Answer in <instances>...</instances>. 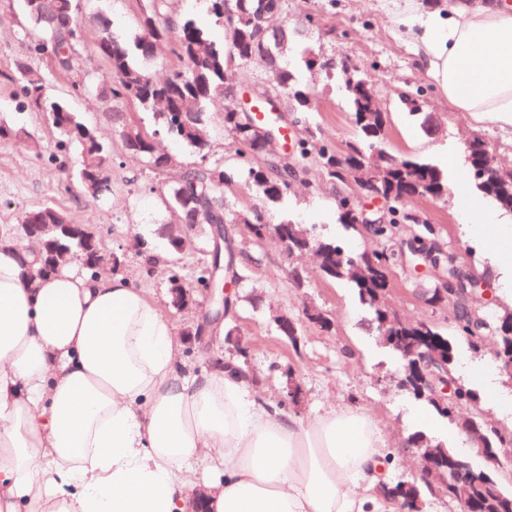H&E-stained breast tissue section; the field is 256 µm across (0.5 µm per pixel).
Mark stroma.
<instances>
[{
	"label": "stroma",
	"instance_id": "obj_1",
	"mask_svg": "<svg viewBox=\"0 0 512 512\" xmlns=\"http://www.w3.org/2000/svg\"><path fill=\"white\" fill-rule=\"evenodd\" d=\"M143 4L144 0H86L81 53L95 72L104 73L107 67L93 53L97 30L91 15L104 13L116 34L131 38L138 32ZM405 4L406 0H288L289 21L304 29L300 46L289 53L288 61L299 80L314 91L311 110L288 113V125L294 135L311 131L332 141L337 151H346L358 132L344 80L309 69L306 59L308 50L313 49L349 60L371 84L387 114L384 150L392 156L415 157L446 167L447 197L409 201V208L422 215V223L401 225L393 239L383 242L362 231H345L337 219L336 203L348 194L358 209L372 214L385 209V201L373 200L354 183L328 181L312 167L292 180L278 207L271 210L270 220L276 223L287 218L339 238L349 253L382 247L400 250L423 233L425 224H432L436 240L456 252L461 265L489 282L491 298L482 313L492 321L512 310V288L504 287L495 269L496 263H512V223H502V211L477 190L464 145L482 139L493 163L512 171V129L476 120L438 94L404 36L410 22ZM26 29L20 0H0V123L16 130L13 138L0 140V225L18 224L24 212L54 202L69 212L74 223L94 225L108 250L124 253L120 274L148 293L178 333H185L203 318L217 317L216 307L201 293L189 308L179 310L171 304V271H179L184 282H192L196 269L208 260L212 242L209 226L203 225L192 232L184 253H172L163 226L175 223L176 218L165 210L162 194L183 168L213 164L230 168L236 164L221 106L208 109L212 133L207 152L162 137L158 148L171 156L172 163L159 171L150 170L126 154L99 100L73 94L67 76L55 72L47 59L28 51ZM19 63L43 75L50 88L68 99L72 110L108 144L114 162L108 171L111 192L107 197L95 200L81 193L76 149L61 148L59 130L43 113L21 107L9 79ZM415 92L422 95L424 113L433 114L436 134H427L421 115L409 112L401 103L403 95ZM450 153L456 157L451 166L446 163ZM229 230L242 254L243 279L233 292L227 320L237 327L247 346L246 363L256 390L282 399L286 377L291 374L301 387V396L288 412L299 420H310L335 407L366 411L383 434L390 459L388 476L395 481L418 473L420 463L413 460L402 441L420 428L432 441L456 448L470 455L475 464H482L473 442L447 419L435 415L430 425L419 426L417 416L424 405L391 385L390 378L399 372L401 360L376 331L368 329L370 313L352 282L323 277L313 256H288L274 241L253 239L244 225L233 224ZM295 266L305 274L300 288L294 287L289 277ZM436 281L435 273L418 277L410 263L396 265L389 297L393 309L406 318L420 316L445 325V311L418 296L420 289L433 287ZM307 308L323 312L333 328L324 331L304 325L300 347H292L279 336L275 318L283 312L299 318ZM455 371L463 383L477 390V411L483 418L497 427L512 426V390L503 386L489 353H474L466 340H459Z\"/></svg>",
	"mask_w": 512,
	"mask_h": 512
}]
</instances>
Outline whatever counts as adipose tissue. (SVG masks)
I'll use <instances>...</instances> for the list:
<instances>
[{
  "label": "adipose tissue",
  "instance_id": "ef3b65f1",
  "mask_svg": "<svg viewBox=\"0 0 512 512\" xmlns=\"http://www.w3.org/2000/svg\"><path fill=\"white\" fill-rule=\"evenodd\" d=\"M407 36L449 103L512 127V5L452 6ZM132 281L68 266L28 286L0 244V512H368L385 441L356 409L287 415L237 367L185 372ZM195 470L198 476V482L193 485V487L190 489L189 497L192 495V510L191 512H203L201 508L203 500L206 498V491L204 489H198V488H205L215 481V478L218 477V474H213L211 470V464L209 459L205 458H198L195 462ZM203 476H206L205 479H202ZM197 489V490H196ZM193 493V494H192Z\"/></svg>",
  "mask_w": 512,
  "mask_h": 512
}]
</instances>
